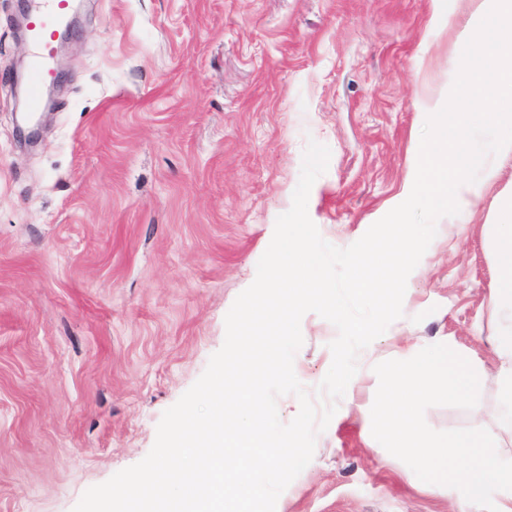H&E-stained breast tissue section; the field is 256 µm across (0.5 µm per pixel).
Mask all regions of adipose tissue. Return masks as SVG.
<instances>
[{"mask_svg":"<svg viewBox=\"0 0 512 512\" xmlns=\"http://www.w3.org/2000/svg\"><path fill=\"white\" fill-rule=\"evenodd\" d=\"M489 254L497 271L491 312L506 325L493 339L497 399L493 409L473 403L480 430L460 438L428 432L418 412L426 404L470 397L476 376L445 341L422 347L411 340L379 365L377 397L362 408V426L384 463L407 461L408 480L423 477V489L470 504L494 503L493 512H512V193L487 221Z\"/></svg>","mask_w":512,"mask_h":512,"instance_id":"adipose-tissue-1","label":"adipose tissue"}]
</instances>
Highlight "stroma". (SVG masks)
I'll return each mask as SVG.
<instances>
[{"mask_svg":"<svg viewBox=\"0 0 512 512\" xmlns=\"http://www.w3.org/2000/svg\"><path fill=\"white\" fill-rule=\"evenodd\" d=\"M454 0H82L36 146L18 141L14 74L31 49L0 0V512H72L151 450L163 412L224 343L288 211L308 141L328 146L308 214L347 247L417 165L431 92L457 73ZM495 189L437 233L403 315L358 356L314 455L278 512H487L383 464L359 408L397 334L448 339L491 369ZM296 376L315 391L336 327L301 320ZM440 436L480 422L460 401L420 411Z\"/></svg>","mask_w":512,"mask_h":512,"instance_id":"1","label":"stroma"}]
</instances>
